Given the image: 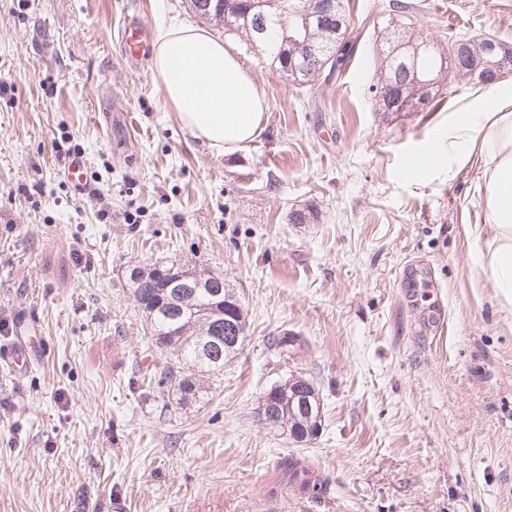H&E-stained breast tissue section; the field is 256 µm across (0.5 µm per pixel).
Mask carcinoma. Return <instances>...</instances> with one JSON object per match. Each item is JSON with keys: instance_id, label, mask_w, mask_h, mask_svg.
Wrapping results in <instances>:
<instances>
[{"instance_id": "carcinoma-1", "label": "carcinoma", "mask_w": 512, "mask_h": 512, "mask_svg": "<svg viewBox=\"0 0 512 512\" xmlns=\"http://www.w3.org/2000/svg\"><path fill=\"white\" fill-rule=\"evenodd\" d=\"M254 2V7L249 0L216 2L209 11L200 12V16L223 25L224 33L261 48L281 77L296 85H316L323 74L322 61L328 56L333 57L328 67L330 73L341 71L351 58L342 48L352 18L345 0H332L335 14L342 22V29L338 33L315 25L307 26L305 20L295 14L300 0ZM418 11L420 5L414 0H373V28L385 33V37L375 40L373 44L377 68L375 80L368 87L376 112L380 111L377 100L379 89L393 84L404 87L405 101L410 104L408 111H423L442 95L440 80L451 74L448 72L449 57L444 47L412 37V18ZM412 69L418 72V84L408 79ZM451 75L465 80L467 84L482 85V81L468 78L462 71ZM181 269L183 266L175 264L149 271L137 269L134 296L149 326L152 344L174 355L180 363L176 368H168L166 380L172 393L179 395V400L183 401L199 393L198 374L223 371L224 360L234 355L244 340L227 346L224 337L212 333V324L201 316L190 314L177 322L178 334H169V326L177 313L175 306L156 300L160 289L153 287L154 275L159 270L168 274ZM265 396L273 402L276 413V417L269 418L267 428L287 433L296 442L308 441L316 435L322 422L321 413H316V419L310 420L308 410L302 408L301 399L288 389V383H282L275 394L267 391Z\"/></svg>"}]
</instances>
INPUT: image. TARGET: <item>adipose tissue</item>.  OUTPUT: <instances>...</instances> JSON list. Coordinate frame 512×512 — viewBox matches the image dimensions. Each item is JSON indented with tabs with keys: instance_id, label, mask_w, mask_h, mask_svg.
Instances as JSON below:
<instances>
[{
	"instance_id": "obj_1",
	"label": "adipose tissue",
	"mask_w": 512,
	"mask_h": 512,
	"mask_svg": "<svg viewBox=\"0 0 512 512\" xmlns=\"http://www.w3.org/2000/svg\"><path fill=\"white\" fill-rule=\"evenodd\" d=\"M153 68L182 125L211 149L232 155L260 134L261 87L229 46L205 29L173 24L160 31ZM439 163L478 166L492 227L483 270L498 298L512 306V89L485 84L449 122L435 150L414 157L409 169Z\"/></svg>"
}]
</instances>
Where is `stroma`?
<instances>
[{
  "instance_id": "stroma-1",
  "label": "stroma",
  "mask_w": 512,
  "mask_h": 512,
  "mask_svg": "<svg viewBox=\"0 0 512 512\" xmlns=\"http://www.w3.org/2000/svg\"><path fill=\"white\" fill-rule=\"evenodd\" d=\"M423 4L415 38L512 42V0ZM368 5L350 0L352 58L316 89L229 41L266 108L261 134L224 155L182 127L151 65L120 57L132 15L223 38L189 0H0V349L26 318L44 352L21 377L0 369V512H512V308L481 269L484 197L471 169L403 172L473 89L374 111ZM74 146L81 191L62 172ZM306 207L314 219L292 223ZM412 262L433 284L408 296ZM171 263L223 275L247 324L184 402L129 280ZM293 375L323 404L305 443L258 417ZM285 459L311 487L287 482Z\"/></svg>"
}]
</instances>
